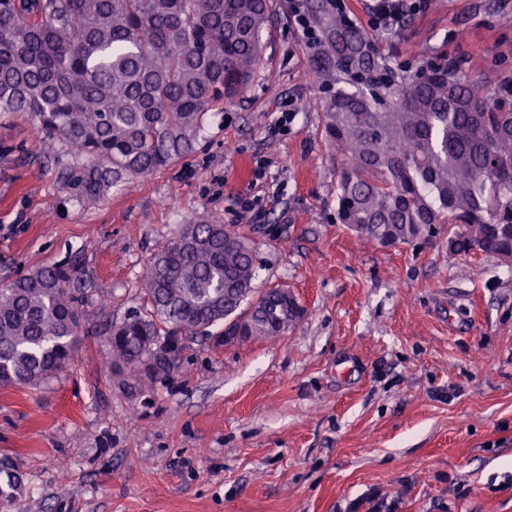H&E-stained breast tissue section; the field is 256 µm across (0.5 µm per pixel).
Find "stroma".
I'll use <instances>...</instances> for the list:
<instances>
[{"instance_id":"35a3bbf8","label":"stroma","mask_w":512,"mask_h":512,"mask_svg":"<svg viewBox=\"0 0 512 512\" xmlns=\"http://www.w3.org/2000/svg\"><path fill=\"white\" fill-rule=\"evenodd\" d=\"M270 4L245 93L214 106L192 153L96 202L62 190L67 147L45 157L36 120L0 113V288L77 259L90 289L73 363L0 384V455L24 480L0 512H347L370 490L395 512H512V260L449 253L444 230L383 246L341 224L346 159L323 116L336 90L450 60L508 92L512 0H423L384 32L301 0L313 47L290 0ZM201 217L248 235L255 290L287 289L304 315L274 340L192 344L171 381L126 396L100 328L139 307L153 255Z\"/></svg>"}]
</instances>
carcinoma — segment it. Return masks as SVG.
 Returning a JSON list of instances; mask_svg holds the SVG:
<instances>
[{"label":"carcinoma","mask_w":512,"mask_h":512,"mask_svg":"<svg viewBox=\"0 0 512 512\" xmlns=\"http://www.w3.org/2000/svg\"><path fill=\"white\" fill-rule=\"evenodd\" d=\"M269 0H0V112H26L82 162L61 189L79 203L189 154L214 104L250 85ZM324 127L348 167L337 215L382 245L452 224L451 253L512 259V101L457 69L430 65L384 94L336 91ZM256 251L235 229L198 219L152 258L142 304L105 324L108 373L136 394L177 368L153 348L223 332L276 337L304 313L271 289L248 303ZM78 262L42 266L0 289V383L54 377L81 343L88 288ZM23 485L0 457V504Z\"/></svg>","instance_id":"cac0c4a2"}]
</instances>
